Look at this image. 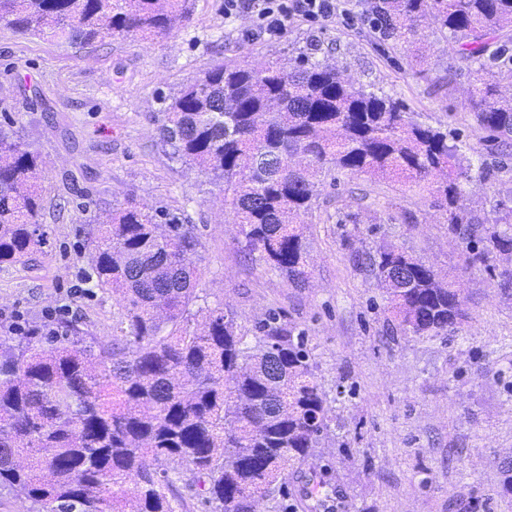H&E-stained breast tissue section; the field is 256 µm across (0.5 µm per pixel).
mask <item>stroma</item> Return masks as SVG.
I'll use <instances>...</instances> for the list:
<instances>
[{
    "instance_id": "stroma-1",
    "label": "stroma",
    "mask_w": 512,
    "mask_h": 512,
    "mask_svg": "<svg viewBox=\"0 0 512 512\" xmlns=\"http://www.w3.org/2000/svg\"><path fill=\"white\" fill-rule=\"evenodd\" d=\"M366 0H339L335 19L297 17L276 40H247L250 16L225 19L224 0H193L188 19L155 40L100 35L79 44L0 24V126L38 152L46 242L28 261L0 265V342L30 343L75 322L84 343L120 337L122 308L90 287V225L114 209L170 211L202 237V311L232 314L246 336L269 312L306 335L314 373L332 409L307 461L258 512H318L310 477L332 512H512L500 469L512 457V301L499 278L464 269L462 248L428 192L394 179L322 177L308 226L310 279L298 285L250 252L224 194L159 143L164 101L214 65L292 70L305 56L383 89L419 121L458 136L484 161L469 186L475 211L512 186V156L491 152L461 103L474 76L449 57L432 19L419 26L421 58L379 40ZM458 71L448 79L449 68ZM396 245L460 288L469 317L448 336L404 335L366 263ZM175 512H215L198 478L167 463Z\"/></svg>"
}]
</instances>
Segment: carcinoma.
<instances>
[{
    "instance_id": "1",
    "label": "carcinoma",
    "mask_w": 512,
    "mask_h": 512,
    "mask_svg": "<svg viewBox=\"0 0 512 512\" xmlns=\"http://www.w3.org/2000/svg\"><path fill=\"white\" fill-rule=\"evenodd\" d=\"M192 0H0V23L23 34L49 28L86 44L107 31L166 36ZM432 17L448 53L476 66L463 102L485 141L512 150V0H368L383 41L417 50ZM171 159L193 164L224 192L246 245L299 284L309 276L307 225L315 180L332 171L427 183L466 264L512 284V187L490 213L469 206L471 163L448 132L411 117L400 101L335 67L305 58L285 73L215 66L171 99L160 127ZM40 156L0 127V264L43 244ZM88 280L122 306V338L95 350L63 336L45 350L0 353V485L17 486L44 512H174L155 465L207 478V502L256 512L327 434L331 409L305 334L271 312L255 342L211 309L192 327L201 235L178 216L118 208L88 230ZM404 335L447 336L466 318L461 290L392 244L368 256ZM134 485V499L118 494Z\"/></svg>"
}]
</instances>
